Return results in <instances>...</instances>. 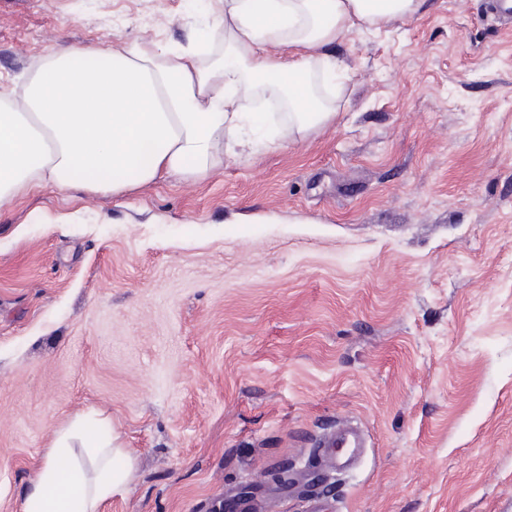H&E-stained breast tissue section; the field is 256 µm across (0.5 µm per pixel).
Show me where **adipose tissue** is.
I'll return each instance as SVG.
<instances>
[{
  "instance_id": "adipose-tissue-1",
  "label": "adipose tissue",
  "mask_w": 512,
  "mask_h": 512,
  "mask_svg": "<svg viewBox=\"0 0 512 512\" xmlns=\"http://www.w3.org/2000/svg\"><path fill=\"white\" fill-rule=\"evenodd\" d=\"M423 0H224V55L158 43L51 49L22 95L0 92V207L34 187L120 194L171 175L205 178L225 151L251 144L267 122L247 108L266 94L287 118L271 143L305 140L332 124L328 52L346 34L413 17ZM59 431L29 481L22 512H102L130 485L134 459L107 436L61 460Z\"/></svg>"
}]
</instances>
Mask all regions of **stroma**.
I'll return each instance as SVG.
<instances>
[{
  "label": "stroma",
  "mask_w": 512,
  "mask_h": 512,
  "mask_svg": "<svg viewBox=\"0 0 512 512\" xmlns=\"http://www.w3.org/2000/svg\"><path fill=\"white\" fill-rule=\"evenodd\" d=\"M425 0L331 52L283 148L0 210V512L94 410L136 460L104 512H512V28ZM214 0H0V91L59 45L224 51ZM369 446L321 482L343 419Z\"/></svg>",
  "instance_id": "obj_1"
}]
</instances>
